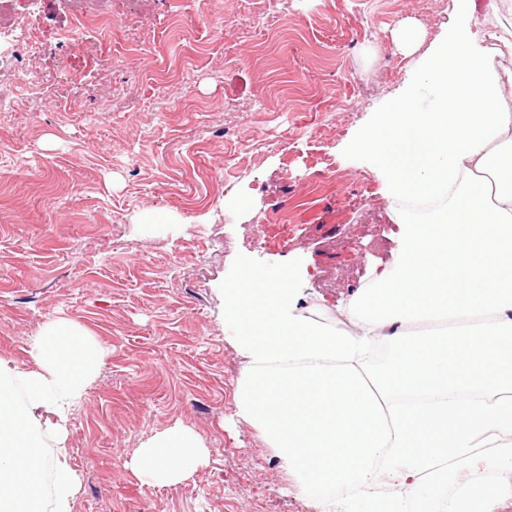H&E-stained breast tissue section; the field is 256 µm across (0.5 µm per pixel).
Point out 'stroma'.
<instances>
[{
  "label": "stroma",
  "mask_w": 512,
  "mask_h": 512,
  "mask_svg": "<svg viewBox=\"0 0 512 512\" xmlns=\"http://www.w3.org/2000/svg\"><path fill=\"white\" fill-rule=\"evenodd\" d=\"M73 5L0 8L19 40L0 65V364L33 369V336L60 319L102 351L63 431L71 512H314L237 414L224 273L292 274L337 319L394 264L408 228L357 144L453 0H112L108 32L75 28ZM407 23L411 53L394 43ZM175 426L206 464L140 485L124 461Z\"/></svg>",
  "instance_id": "obj_1"
}]
</instances>
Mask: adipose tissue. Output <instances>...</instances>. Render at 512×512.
<instances>
[{
  "instance_id": "obj_1",
  "label": "adipose tissue",
  "mask_w": 512,
  "mask_h": 512,
  "mask_svg": "<svg viewBox=\"0 0 512 512\" xmlns=\"http://www.w3.org/2000/svg\"><path fill=\"white\" fill-rule=\"evenodd\" d=\"M454 3L380 119L447 134L417 166L383 167L408 241L346 305L350 328L304 313L292 282L249 264L224 278V338L248 365L238 411L315 512H512V63L477 41L475 0ZM32 354L36 369L0 366V512H70L62 430L101 352L55 321ZM206 456L199 434L173 427L125 467L169 487Z\"/></svg>"
}]
</instances>
